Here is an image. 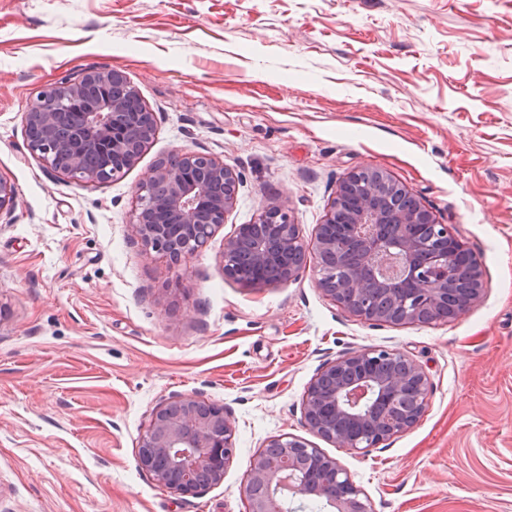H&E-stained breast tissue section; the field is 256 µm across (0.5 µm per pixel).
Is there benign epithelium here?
<instances>
[{
  "label": "benign epithelium",
  "instance_id": "1",
  "mask_svg": "<svg viewBox=\"0 0 512 512\" xmlns=\"http://www.w3.org/2000/svg\"><path fill=\"white\" fill-rule=\"evenodd\" d=\"M112 88L88 106L87 95ZM119 70L90 71L45 87L25 112L27 149L42 165L77 183L122 177L148 142L140 128L156 127V114ZM239 176L223 160L202 152L159 158L135 191L130 235L172 265L204 247L237 202ZM17 202L14 184L0 177V219ZM269 236L247 252L250 225L224 237V277L249 288L297 279L314 264L318 288L372 324L436 325L480 301L486 285L474 254L431 211L379 170L360 169L335 191L315 237L306 240L278 199L255 220ZM431 395L421 365L403 353L364 348L327 361L311 380L304 420L324 440L355 453L376 448L410 430ZM235 455V427L224 406L194 395L159 405L140 437L138 464L178 495H195L224 481ZM247 512H305L319 501L326 512H369L362 492L336 459L291 435L271 439L249 464L242 489Z\"/></svg>",
  "mask_w": 512,
  "mask_h": 512
}]
</instances>
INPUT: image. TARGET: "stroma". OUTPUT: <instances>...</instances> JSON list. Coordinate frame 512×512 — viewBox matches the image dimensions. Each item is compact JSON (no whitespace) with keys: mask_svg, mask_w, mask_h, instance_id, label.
<instances>
[{"mask_svg":"<svg viewBox=\"0 0 512 512\" xmlns=\"http://www.w3.org/2000/svg\"><path fill=\"white\" fill-rule=\"evenodd\" d=\"M117 69L156 114L125 175L47 171L24 114L47 85ZM179 150L223 158L237 203L174 267L131 241L135 190ZM382 169L474 253L487 291L440 325H371L297 280H227L225 235L279 198L313 238L341 180ZM0 512H246L274 437L336 461L370 512H512V0H0ZM368 347L407 354L419 423L354 454L312 434L317 370ZM226 407L221 484L177 495L138 464L154 409Z\"/></svg>","mask_w":512,"mask_h":512,"instance_id":"stroma-1","label":"stroma"}]
</instances>
